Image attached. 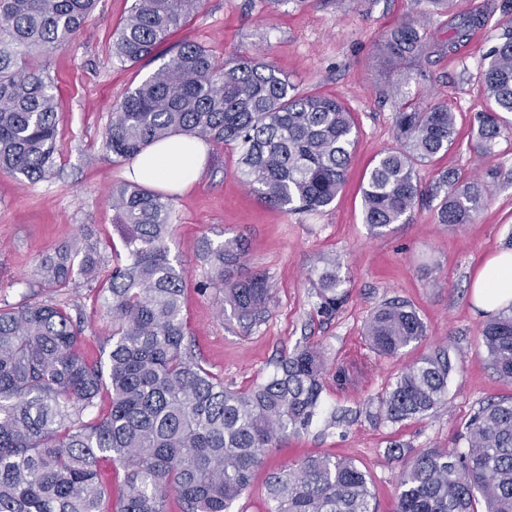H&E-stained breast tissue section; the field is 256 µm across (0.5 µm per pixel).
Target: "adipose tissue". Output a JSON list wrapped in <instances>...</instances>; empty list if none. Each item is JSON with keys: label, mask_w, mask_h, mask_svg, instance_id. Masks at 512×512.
<instances>
[{"label": "adipose tissue", "mask_w": 512, "mask_h": 512, "mask_svg": "<svg viewBox=\"0 0 512 512\" xmlns=\"http://www.w3.org/2000/svg\"><path fill=\"white\" fill-rule=\"evenodd\" d=\"M208 144L200 138L170 135L146 147L133 161L131 179L165 191H182L198 178ZM473 299L485 314H494L512 305V251L489 257L473 283Z\"/></svg>", "instance_id": "ef3b65f1"}]
</instances>
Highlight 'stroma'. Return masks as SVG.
<instances>
[{
	"instance_id": "1",
	"label": "stroma",
	"mask_w": 512,
	"mask_h": 512,
	"mask_svg": "<svg viewBox=\"0 0 512 512\" xmlns=\"http://www.w3.org/2000/svg\"><path fill=\"white\" fill-rule=\"evenodd\" d=\"M503 3L453 0L445 14L411 0H203L156 58L130 66L113 58L112 40L132 0H98L72 45L33 58L57 97L58 154L45 181L32 184L0 172V304L44 298L35 282L41 253L84 233L96 241L99 277L107 279L122 248L111 191L127 183L130 163L106 152L103 132L113 108L182 42L198 43L220 61L235 55L263 60L287 75L296 92L336 97L352 112L358 138L347 181L332 204L307 213L265 205L237 178L238 151L214 143L197 182L164 195L171 208L168 244L188 272V344L226 387H255L305 343L321 347L329 361L322 408L312 426L267 450L231 512H267L270 474L312 455L355 460L372 482L376 512H393L404 462L387 455L390 442L407 443L411 457L455 447L464 422L482 403L512 392L488 364L479 333L486 317L474 306L471 288L483 261L504 250L512 235V137L483 156L473 150L470 136L485 105L479 79L484 56L512 27V10ZM486 6L492 13L485 27L472 31L454 52L440 51L456 16ZM408 18L436 51L387 65L376 46ZM407 101L445 104L457 115L454 146L416 169L423 188L437 187L445 171L479 179L494 172L493 195L470 223L455 229L438 224L436 203L428 198L383 233L364 223L366 173L378 152L395 147V114ZM234 236L241 237L245 251L228 277L262 272L272 285L268 314L248 328L224 314L223 296L208 287L210 268L202 258L207 244ZM330 257L340 265L348 299L327 320L316 314L314 279ZM63 298L69 310H83L88 318L79 351L106 361L110 321L96 310L90 285L76 280ZM394 299L416 308L427 335L397 357L384 358L367 347L362 332L373 311ZM441 344L455 362L447 404L420 421L377 418L376 397L405 365ZM340 366L349 372L342 382L336 378Z\"/></svg>"
}]
</instances>
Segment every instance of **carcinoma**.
<instances>
[{
  "label": "carcinoma",
  "instance_id": "1",
  "mask_svg": "<svg viewBox=\"0 0 512 512\" xmlns=\"http://www.w3.org/2000/svg\"><path fill=\"white\" fill-rule=\"evenodd\" d=\"M96 0H0V170L29 182L51 175L57 151V99L33 51L72 43ZM201 0H133L112 43V57L136 64L150 57ZM478 11L452 28L448 51L481 26ZM427 47L412 19L388 32L379 52L390 65ZM486 105L472 128L474 149L491 154L512 121V29L486 53ZM398 147L378 156L362 196L364 223L377 232L399 223L423 197L415 167L448 150L456 117L444 104H404L395 114ZM174 133L240 152L238 177L264 203L289 212L318 211L342 190L357 142L351 112L338 99L294 92L273 65L244 56L215 61L187 41L113 108L104 147L136 157ZM437 223L453 229L488 201V182L446 173ZM124 256L98 300L112 324L107 363L77 350L84 332L53 294L80 277L95 281L97 247L78 238L41 255L45 300L0 307V512H106L111 493L99 482L104 460L125 470L113 512H167L175 493L183 512H230L266 450L299 435L320 407L328 358L297 347L265 382L241 392L188 351L183 315L186 270L170 257L169 204L136 185L112 191ZM243 255L234 237L203 258L208 286L224 294V311L260 322L272 300L264 274L227 283L226 267ZM339 263L317 273L316 312L332 317L347 299ZM376 354L393 357L426 337L408 303L379 306L364 327ZM493 370L512 385V306L481 330ZM452 364L439 347L408 365L377 397V416L397 424L423 419L448 401ZM463 447L418 453L400 474L395 512H512V396L490 399L470 416ZM268 512H373L367 472L354 461L309 456L272 474Z\"/></svg>",
  "mask_w": 512,
  "mask_h": 512
}]
</instances>
